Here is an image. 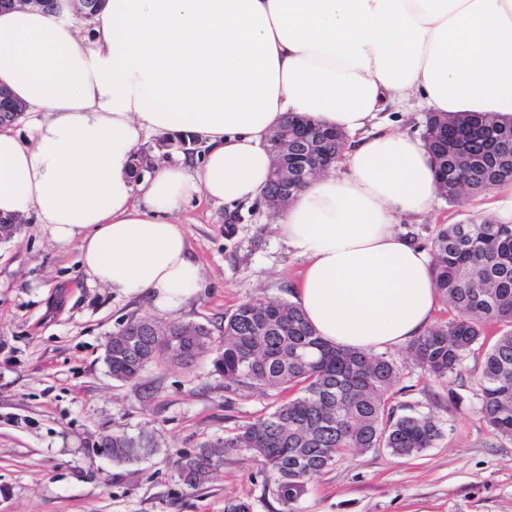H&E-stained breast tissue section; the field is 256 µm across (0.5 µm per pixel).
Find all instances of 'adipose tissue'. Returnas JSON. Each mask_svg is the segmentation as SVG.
<instances>
[{
	"label": "adipose tissue",
	"instance_id": "adipose-tissue-1",
	"mask_svg": "<svg viewBox=\"0 0 512 512\" xmlns=\"http://www.w3.org/2000/svg\"><path fill=\"white\" fill-rule=\"evenodd\" d=\"M0 89L34 116L24 135L0 127V215L35 218L77 244L89 281L161 310L202 287L184 203L262 198L289 115L346 133L342 172L310 181L275 230L305 261L296 302L318 336L380 350L438 307L430 256L394 228L438 189L422 138L369 126L413 101L512 123V0H103L83 21L16 6L0 10ZM154 131L194 135L199 164L135 180Z\"/></svg>",
	"mask_w": 512,
	"mask_h": 512
}]
</instances>
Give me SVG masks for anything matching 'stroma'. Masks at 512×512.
<instances>
[{
    "label": "stroma",
    "instance_id": "1",
    "mask_svg": "<svg viewBox=\"0 0 512 512\" xmlns=\"http://www.w3.org/2000/svg\"><path fill=\"white\" fill-rule=\"evenodd\" d=\"M491 215L483 197L442 199L397 229L426 249L438 225ZM174 218L204 282L170 312L91 284L76 246H59L34 222L0 242V512H224L232 498L252 512H512V440L491 435L481 419L480 355L457 377L435 380L405 343L385 350L402 374L392 402L398 414L433 417L440 435L430 448L412 458L384 448L347 455L290 505L270 473L235 448L206 484H183L178 456L224 438L276 396L225 387L207 358L189 371L150 366L137 382H115L103 361L110 335L140 318L218 330L242 302L293 300L303 261L278 239L263 202L231 211L199 198ZM112 432L149 436L157 451L115 465L97 446Z\"/></svg>",
    "mask_w": 512,
    "mask_h": 512
}]
</instances>
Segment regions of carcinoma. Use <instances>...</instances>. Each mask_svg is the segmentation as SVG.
Wrapping results in <instances>:
<instances>
[{
	"label": "carcinoma",
	"mask_w": 512,
	"mask_h": 512,
	"mask_svg": "<svg viewBox=\"0 0 512 512\" xmlns=\"http://www.w3.org/2000/svg\"><path fill=\"white\" fill-rule=\"evenodd\" d=\"M21 118L8 93L0 95V126ZM465 130L454 144L441 134L426 141L434 167L446 169L448 156L467 154L461 168L476 199L512 179V126L482 114L460 115ZM322 149L334 160L342 153L341 133L321 130ZM432 280L442 302L456 312L429 326L409 351L424 372L447 378L460 371L475 348L480 365V414L490 431L512 440V224L493 220L440 224L431 240ZM221 345L195 322L158 323L138 319L112 335V359L105 362L118 382H135L149 365L190 368L212 355L213 371L225 386L288 398L233 429L226 448L254 454L274 477L279 500L291 504L307 482L353 452L386 448L411 457L432 446L440 429L426 415H398L388 395L400 379L385 354L340 348L317 335L292 301H246L224 314ZM101 452L117 464L137 462L155 452L144 437L114 433L100 438ZM222 452L202 446L179 457L174 468L190 487L205 483Z\"/></svg>",
	"instance_id": "carcinoma-1"
}]
</instances>
